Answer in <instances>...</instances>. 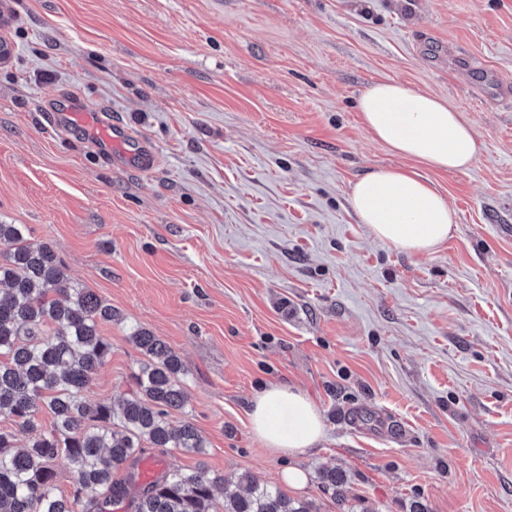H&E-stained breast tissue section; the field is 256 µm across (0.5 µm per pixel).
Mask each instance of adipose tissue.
Masks as SVG:
<instances>
[{
  "label": "adipose tissue",
  "instance_id": "ef3b65f1",
  "mask_svg": "<svg viewBox=\"0 0 512 512\" xmlns=\"http://www.w3.org/2000/svg\"><path fill=\"white\" fill-rule=\"evenodd\" d=\"M361 122L394 153L448 171L468 170L484 144L461 112L445 99L386 80L358 99ZM349 202L371 234L410 254H431L452 236L457 213L417 170L377 168L353 185ZM254 434L277 454H305L324 436L313 402L301 392L272 385L258 393L249 413Z\"/></svg>",
  "mask_w": 512,
  "mask_h": 512
}]
</instances>
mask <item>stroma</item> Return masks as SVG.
Wrapping results in <instances>:
<instances>
[{"mask_svg": "<svg viewBox=\"0 0 512 512\" xmlns=\"http://www.w3.org/2000/svg\"><path fill=\"white\" fill-rule=\"evenodd\" d=\"M0 38V223L111 305L91 399L135 392L136 327L188 369L170 418L206 448L147 450L140 473L281 487L292 465L316 512H512V0H0ZM381 80L441 96L484 143L466 171L417 167L458 216L429 255L349 203L405 164L360 122ZM75 99L132 133L124 155L53 130ZM271 384L323 419L294 459L251 430Z\"/></svg>", "mask_w": 512, "mask_h": 512, "instance_id": "1", "label": "stroma"}]
</instances>
